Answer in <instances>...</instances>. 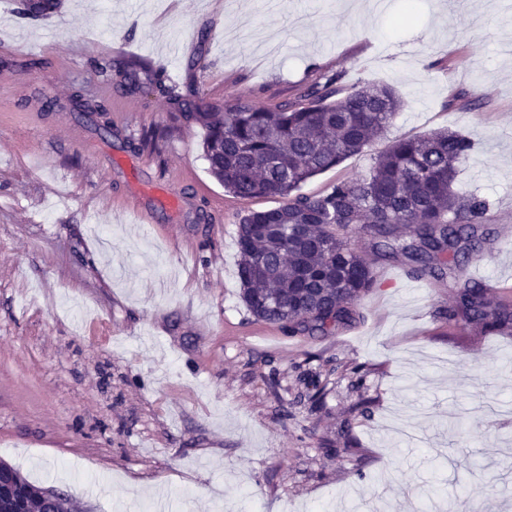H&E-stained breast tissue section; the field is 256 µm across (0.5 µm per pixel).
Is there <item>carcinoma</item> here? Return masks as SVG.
<instances>
[{
    "mask_svg": "<svg viewBox=\"0 0 512 512\" xmlns=\"http://www.w3.org/2000/svg\"><path fill=\"white\" fill-rule=\"evenodd\" d=\"M64 0L34 7L15 0V13L46 20ZM98 73L123 94L144 87L165 96L179 115L203 127L204 157L224 190L241 200L281 199L278 207L247 210L237 227L239 296L252 316L288 336H329L362 318L358 302L378 287L377 263L403 261L415 278L447 280L452 304L448 329L470 327L482 336H512V296L462 277L473 258L494 248L485 227L487 202L458 194L460 163L472 150L457 132L434 131L392 142L368 174L339 181L322 195L300 192L313 177L339 166L384 134L402 108L386 85L344 89L334 76L297 89L275 110L241 99L222 112H202L147 64L116 59ZM80 119L112 136L110 109L81 89L68 98ZM369 237L372 259L349 242ZM31 512L44 506V487L0 460Z\"/></svg>",
    "mask_w": 512,
    "mask_h": 512,
    "instance_id": "1",
    "label": "carcinoma"
}]
</instances>
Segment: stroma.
<instances>
[{"label": "stroma", "instance_id": "stroma-1", "mask_svg": "<svg viewBox=\"0 0 512 512\" xmlns=\"http://www.w3.org/2000/svg\"><path fill=\"white\" fill-rule=\"evenodd\" d=\"M14 8L0 0L14 79L0 93V460L79 512H183L188 493L195 512H512V336L449 335L448 282L398 263L334 335L255 320L237 224L276 200L226 193L201 126L158 94L102 93L93 67L147 63L218 112L275 108L325 75L392 87L403 107L384 137L304 193L366 175L395 139L468 136L453 188L488 202L499 242L467 275L498 292L512 289V0H65L38 23ZM29 59L42 68L13 72ZM75 88L107 98L112 139L69 112ZM43 93L59 108L42 111Z\"/></svg>", "mask_w": 512, "mask_h": 512}]
</instances>
